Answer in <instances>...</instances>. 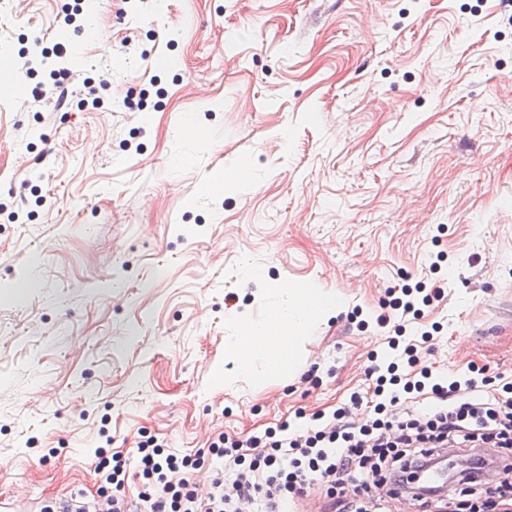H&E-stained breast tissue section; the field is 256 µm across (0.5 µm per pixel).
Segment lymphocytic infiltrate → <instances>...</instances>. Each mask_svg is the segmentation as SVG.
Masks as SVG:
<instances>
[{
	"instance_id": "obj_1",
	"label": "lymphocytic infiltrate",
	"mask_w": 512,
	"mask_h": 512,
	"mask_svg": "<svg viewBox=\"0 0 512 512\" xmlns=\"http://www.w3.org/2000/svg\"><path fill=\"white\" fill-rule=\"evenodd\" d=\"M442 287L429 293L404 287L389 289L379 325L390 312L420 317L421 306L443 297ZM434 340L430 332L405 341L389 337L394 352L388 364L371 363L367 383L353 391L332 413H313L297 430L288 425L260 435L219 433L207 449L192 454L167 451L149 438L135 447L96 451L98 498L78 494L82 512H284L308 491L330 498L336 512H370L372 490L398 499V489L416 479L424 465L447 448H494V458L477 457L461 472L452 496L413 494L422 512H450L452 497L475 495L490 470L500 473L501 500H512V377L488 385L473 377L434 374L420 355ZM417 393L423 407L403 413L401 394ZM366 408V423L351 419L352 409ZM219 463L211 489L199 493L195 470ZM136 474L137 496L125 491Z\"/></svg>"
}]
</instances>
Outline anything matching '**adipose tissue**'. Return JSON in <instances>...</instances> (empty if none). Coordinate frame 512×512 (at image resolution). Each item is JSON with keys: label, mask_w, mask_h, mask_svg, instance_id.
<instances>
[{"label": "adipose tissue", "mask_w": 512, "mask_h": 512, "mask_svg": "<svg viewBox=\"0 0 512 512\" xmlns=\"http://www.w3.org/2000/svg\"><path fill=\"white\" fill-rule=\"evenodd\" d=\"M289 293L287 306L273 309L262 318L237 317L235 357L240 373H249L260 356L272 360L292 356L296 341L310 335L313 318L304 305V291L293 287Z\"/></svg>", "instance_id": "1"}]
</instances>
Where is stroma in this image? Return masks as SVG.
Segmentation results:
<instances>
[{
  "instance_id": "stroma-1",
  "label": "stroma",
  "mask_w": 512,
  "mask_h": 512,
  "mask_svg": "<svg viewBox=\"0 0 512 512\" xmlns=\"http://www.w3.org/2000/svg\"><path fill=\"white\" fill-rule=\"evenodd\" d=\"M74 5L0 0L6 489L93 498L99 446L192 453L332 412L385 351L380 302L407 276L446 282L424 364L512 375L499 0H101L69 25ZM38 40L67 56L29 64ZM290 283L342 311L295 365L238 374L234 316Z\"/></svg>"
}]
</instances>
